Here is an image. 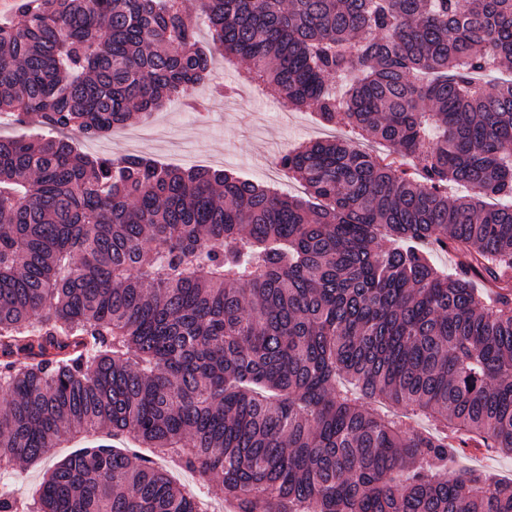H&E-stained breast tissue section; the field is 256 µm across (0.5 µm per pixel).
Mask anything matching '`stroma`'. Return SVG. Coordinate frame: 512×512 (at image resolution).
Segmentation results:
<instances>
[{"instance_id": "1", "label": "stroma", "mask_w": 512, "mask_h": 512, "mask_svg": "<svg viewBox=\"0 0 512 512\" xmlns=\"http://www.w3.org/2000/svg\"><path fill=\"white\" fill-rule=\"evenodd\" d=\"M240 72L236 63L218 60L209 83L196 91L193 104L175 98L153 121L133 116L128 129L153 131L142 152L164 165L188 167L210 161L215 167L231 168L266 183L277 160L271 143H279L286 152L304 140L346 136V128L321 125L310 110L280 112L278 90L241 82ZM81 446L78 440L64 441L37 462L1 473L0 481L11 484L17 493L33 492L46 473Z\"/></svg>"}]
</instances>
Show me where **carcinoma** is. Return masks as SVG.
I'll use <instances>...</instances> for the list:
<instances>
[{"label":"carcinoma","instance_id":"carcinoma-1","mask_svg":"<svg viewBox=\"0 0 512 512\" xmlns=\"http://www.w3.org/2000/svg\"><path fill=\"white\" fill-rule=\"evenodd\" d=\"M218 56L418 173L310 140L277 160L302 198L69 137L190 98ZM490 65L512 0H22L0 114L54 136L0 137V461L105 433L230 512H512V481L448 473L470 444L512 457V80L477 84ZM0 512L207 507L97 445Z\"/></svg>","mask_w":512,"mask_h":512}]
</instances>
